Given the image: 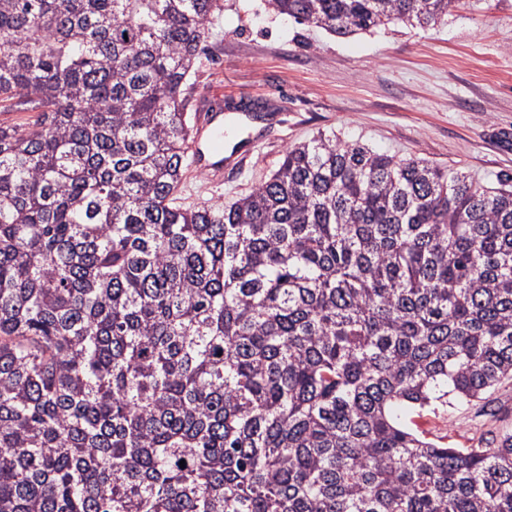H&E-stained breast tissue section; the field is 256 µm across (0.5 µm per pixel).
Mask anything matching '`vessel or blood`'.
<instances>
[{
  "mask_svg": "<svg viewBox=\"0 0 512 512\" xmlns=\"http://www.w3.org/2000/svg\"><path fill=\"white\" fill-rule=\"evenodd\" d=\"M244 144L229 145L224 138V103L220 97L201 100L194 118L191 163L212 183L224 181V163L244 152Z\"/></svg>",
  "mask_w": 512,
  "mask_h": 512,
  "instance_id": "b4317fda",
  "label": "vessel or blood"
}]
</instances>
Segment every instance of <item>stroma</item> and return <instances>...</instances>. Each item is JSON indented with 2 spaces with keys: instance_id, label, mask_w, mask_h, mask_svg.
<instances>
[{
  "instance_id": "stroma-1",
  "label": "stroma",
  "mask_w": 512,
  "mask_h": 512,
  "mask_svg": "<svg viewBox=\"0 0 512 512\" xmlns=\"http://www.w3.org/2000/svg\"><path fill=\"white\" fill-rule=\"evenodd\" d=\"M190 82L193 97L222 94L225 109L261 122L260 142L223 184L188 173L190 204L247 194L288 146L321 133L486 184L512 175V0H469L443 24L344 38L277 18L264 0H226ZM422 423L435 443L477 446L512 427V380L489 403L458 402Z\"/></svg>"
}]
</instances>
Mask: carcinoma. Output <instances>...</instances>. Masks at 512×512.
<instances>
[{
  "instance_id": "carcinoma-1",
  "label": "carcinoma",
  "mask_w": 512,
  "mask_h": 512,
  "mask_svg": "<svg viewBox=\"0 0 512 512\" xmlns=\"http://www.w3.org/2000/svg\"><path fill=\"white\" fill-rule=\"evenodd\" d=\"M338 37L468 0H264ZM221 0H0V512H512V177L319 134L184 206ZM185 467H180V461ZM491 405L498 411V421L485 415L484 402L470 404L458 402L452 395L448 397L454 406L448 404L446 412L440 409L438 414L427 412L428 416L417 421L429 432V437L437 444H448L453 448H474L479 442L490 437L501 425L512 428V380L502 383L490 396Z\"/></svg>"
}]
</instances>
